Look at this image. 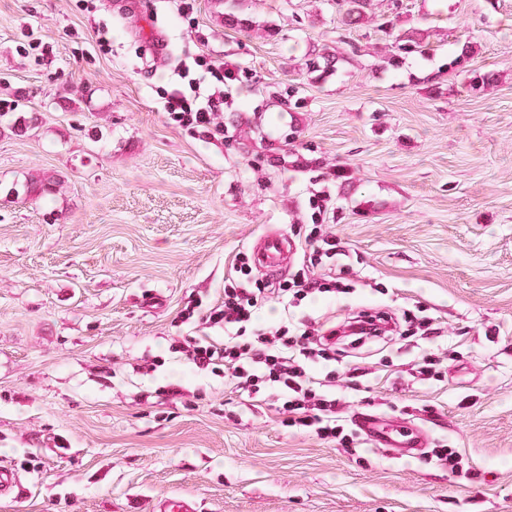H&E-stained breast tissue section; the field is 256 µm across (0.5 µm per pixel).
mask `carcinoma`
Instances as JSON below:
<instances>
[{
  "instance_id": "cac0c4a2",
  "label": "carcinoma",
  "mask_w": 512,
  "mask_h": 512,
  "mask_svg": "<svg viewBox=\"0 0 512 512\" xmlns=\"http://www.w3.org/2000/svg\"><path fill=\"white\" fill-rule=\"evenodd\" d=\"M224 3V21L229 26L246 28V22L239 18V14L251 6V0H218ZM372 0H333L336 12L341 14L343 23L349 27H357L365 22L373 21L377 28L391 38L392 52L383 57L386 66L394 69L399 67L401 57L406 54L417 53L423 57L428 56L430 48L427 42L428 32L423 28L422 21L417 20L409 27L397 26L389 17H379L372 12ZM360 53L354 45H347L343 51L334 54L324 53L308 63L309 71L319 73L324 77L337 70L340 64L349 61ZM60 184L59 179L51 172H44L29 178L25 185V193L32 199L46 197L56 191Z\"/></svg>"
}]
</instances>
